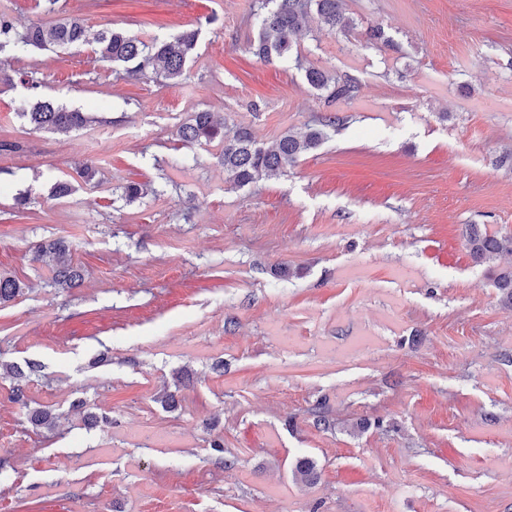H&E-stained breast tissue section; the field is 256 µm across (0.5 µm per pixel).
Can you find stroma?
<instances>
[{"label":"stroma","instance_id":"obj_1","mask_svg":"<svg viewBox=\"0 0 512 512\" xmlns=\"http://www.w3.org/2000/svg\"><path fill=\"white\" fill-rule=\"evenodd\" d=\"M255 5L0 0L89 38L0 52V142L22 146L0 152V272L23 283L0 304V362L40 361L28 396L61 415L34 434L0 379V512H512V308L490 279L512 254L478 265L461 237L512 234V0H342L350 31L311 24L298 61L274 64L247 47ZM195 23L182 85L94 52L106 29L149 42ZM374 25L389 44L367 40ZM308 67L356 77L359 96L326 105ZM29 73L92 123L31 131L16 113ZM200 110L261 143L342 122L286 174L235 189L219 146L178 136ZM87 156L99 185L79 174ZM130 181L147 195L127 202ZM59 236L84 269L68 292L32 259ZM304 457L310 483L293 475Z\"/></svg>","mask_w":512,"mask_h":512}]
</instances>
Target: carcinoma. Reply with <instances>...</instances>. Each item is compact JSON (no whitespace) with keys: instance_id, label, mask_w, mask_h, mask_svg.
Listing matches in <instances>:
<instances>
[{"instance_id":"cac0c4a2","label":"carcinoma","mask_w":512,"mask_h":512,"mask_svg":"<svg viewBox=\"0 0 512 512\" xmlns=\"http://www.w3.org/2000/svg\"><path fill=\"white\" fill-rule=\"evenodd\" d=\"M341 0H259L258 36L251 43L252 53L269 63L288 59L297 46V36L312 19L328 30L350 29L352 22L342 12ZM201 34V27L186 29L171 40L146 43L117 30L98 33L94 53L104 61L120 65L138 80L146 79L176 86L189 78L191 61ZM86 42V29L76 19L51 25L27 24L17 17L0 14V51L6 47L18 52L30 50L68 49ZM307 83L324 94L326 104L350 100L360 93L359 81L347 74H334L315 67L305 69ZM19 116L33 131L49 130L69 133L91 122V117L76 108H69L49 94H36L21 104ZM340 125V117L327 114L305 126L301 133L287 131L269 143L257 142L250 129L241 124L219 122L209 111L194 113L179 128L180 139L187 144L217 143L222 146L219 161L224 174L241 189L260 180L285 172L299 158L317 149L329 138V131ZM462 237L469 255L482 263L502 252L512 253V235H491L477 224H466ZM51 258L52 284L57 288L79 286L83 269L75 262L70 243L56 238L36 248L33 260ZM493 287L501 301L512 306V268L492 276ZM22 292L21 282L0 274V304ZM42 365L28 360L25 366L0 363V379L12 383L11 400L28 404L26 390ZM28 422L38 434H51L58 427V416L45 406L28 410Z\"/></svg>"}]
</instances>
